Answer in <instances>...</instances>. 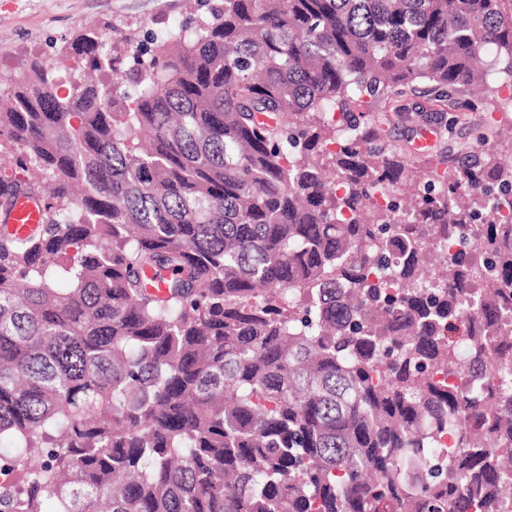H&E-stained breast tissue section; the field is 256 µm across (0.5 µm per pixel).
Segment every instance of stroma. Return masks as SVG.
I'll use <instances>...</instances> for the list:
<instances>
[{
  "label": "stroma",
  "instance_id": "obj_1",
  "mask_svg": "<svg viewBox=\"0 0 512 512\" xmlns=\"http://www.w3.org/2000/svg\"><path fill=\"white\" fill-rule=\"evenodd\" d=\"M188 14L186 0H0V85L23 84L33 56L50 60L81 32L102 31L115 37L128 29L139 32L177 25ZM378 128L409 164L425 165L416 148L422 128L439 136L433 155L453 154L470 147L477 133L493 130L490 113L458 111L452 102L408 95L383 104L376 113Z\"/></svg>",
  "mask_w": 512,
  "mask_h": 512
}]
</instances>
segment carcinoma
<instances>
[{
    "instance_id": "obj_1",
    "label": "carcinoma",
    "mask_w": 512,
    "mask_h": 512,
    "mask_svg": "<svg viewBox=\"0 0 512 512\" xmlns=\"http://www.w3.org/2000/svg\"><path fill=\"white\" fill-rule=\"evenodd\" d=\"M198 5L0 93V512H509L512 164L354 112L512 111V0ZM455 99L447 102L434 101V95L397 97L382 104L383 112H375L378 128L387 137L391 144L411 164V168L426 166L422 156L433 154L436 159L442 152L456 153L461 147H470L474 144L477 132H494L496 127L490 112L481 108L474 112H458L452 104L453 101L472 98L467 89ZM433 126L438 129L439 136L430 153L421 155L416 148V141L420 139L421 129ZM5 220L11 230L28 235L42 223L43 211L36 200L20 196L15 200Z\"/></svg>"
}]
</instances>
